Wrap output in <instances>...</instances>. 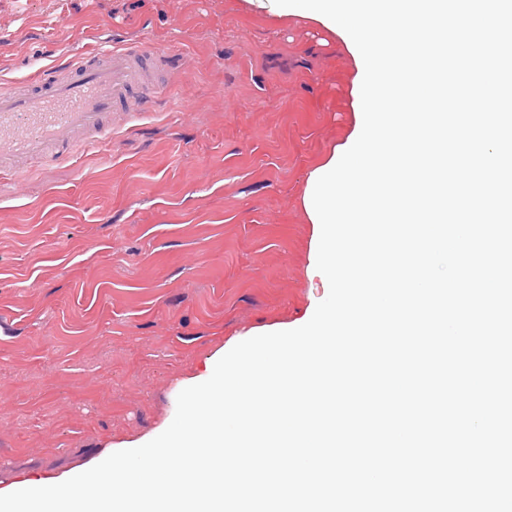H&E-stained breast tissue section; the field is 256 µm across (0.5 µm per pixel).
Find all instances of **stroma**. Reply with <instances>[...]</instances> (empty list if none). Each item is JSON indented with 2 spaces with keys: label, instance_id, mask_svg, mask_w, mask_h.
Returning <instances> with one entry per match:
<instances>
[{
  "label": "stroma",
  "instance_id": "35a3bbf8",
  "mask_svg": "<svg viewBox=\"0 0 512 512\" xmlns=\"http://www.w3.org/2000/svg\"><path fill=\"white\" fill-rule=\"evenodd\" d=\"M325 37L247 0H0V86L88 43L178 59L137 130L0 181V489L170 424L210 357L326 298L303 196L353 114Z\"/></svg>",
  "mask_w": 512,
  "mask_h": 512
}]
</instances>
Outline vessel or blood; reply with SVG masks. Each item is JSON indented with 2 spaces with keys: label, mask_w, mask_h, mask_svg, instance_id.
<instances>
[{
  "label": "vessel or blood",
  "mask_w": 512,
  "mask_h": 512,
  "mask_svg": "<svg viewBox=\"0 0 512 512\" xmlns=\"http://www.w3.org/2000/svg\"><path fill=\"white\" fill-rule=\"evenodd\" d=\"M174 71L173 57L150 45L105 50L89 44L65 66L36 69L19 87L0 91V175L18 178L30 163H70L82 150L112 139V115L126 123L150 109L156 87L139 67Z\"/></svg>",
  "instance_id": "obj_1"
}]
</instances>
